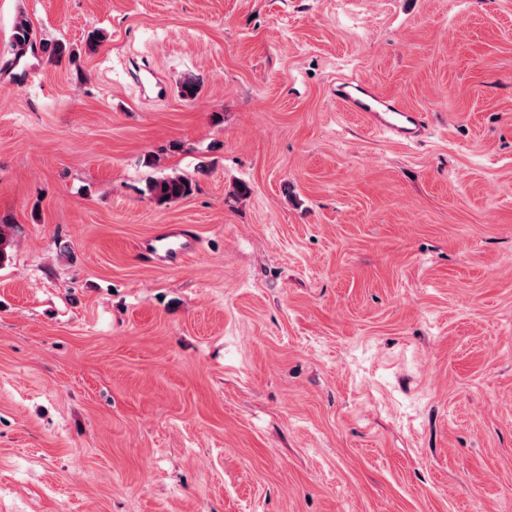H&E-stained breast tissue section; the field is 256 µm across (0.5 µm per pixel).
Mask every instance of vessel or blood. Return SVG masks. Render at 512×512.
<instances>
[{"instance_id":"vessel-or-blood-1","label":"vessel or blood","mask_w":512,"mask_h":512,"mask_svg":"<svg viewBox=\"0 0 512 512\" xmlns=\"http://www.w3.org/2000/svg\"><path fill=\"white\" fill-rule=\"evenodd\" d=\"M337 98L354 110L366 113L372 126L384 128L405 139H415L422 129V115L403 110L396 102L377 96L359 82L344 81L336 87Z\"/></svg>"}]
</instances>
